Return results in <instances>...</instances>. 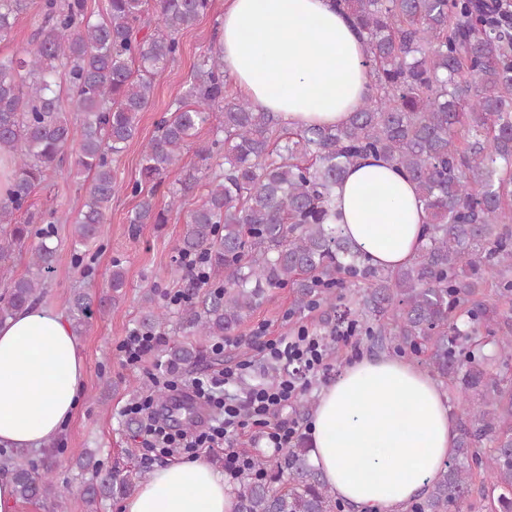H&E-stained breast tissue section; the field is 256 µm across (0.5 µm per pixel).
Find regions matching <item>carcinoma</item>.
<instances>
[{
	"label": "carcinoma",
	"instance_id": "carcinoma-1",
	"mask_svg": "<svg viewBox=\"0 0 512 512\" xmlns=\"http://www.w3.org/2000/svg\"><path fill=\"white\" fill-rule=\"evenodd\" d=\"M34 4L39 24L29 47L0 57V158L12 163L0 192V266L22 246L29 225L51 223L29 200L70 149L75 165L92 173L74 224L83 262L79 247L102 234L119 190L111 157L134 139L156 77L179 57V33L211 8V0H108L106 15L94 21L87 0H0V38ZM335 4L365 38L374 77L345 124L287 130L229 90L219 47L204 52L169 104L170 115L143 148L140 179L130 187L140 200L128 222L164 224L183 194L203 186L177 250L182 260L205 259L208 284L179 265V302L163 303L148 289L134 331L161 338L179 325L195 340L162 345L157 365L199 366L207 342L238 330L269 289L290 286L294 308L326 305L356 334L423 359L460 395L455 454L405 512H512V380L490 376L493 361H512V35L493 26L487 0ZM145 28L151 32L138 38ZM64 93L75 104L73 117L63 111ZM217 111L212 140L196 149L200 175L167 187L168 202L159 207L155 190ZM363 155L394 163L416 184L428 214L419 253L394 270L370 265L338 225L326 223L336 185ZM218 156L224 162L216 170ZM22 210L24 224L17 221ZM55 255L47 243L38 246L28 275L0 294V323L40 301ZM486 276L496 281L495 303L476 299ZM359 282L367 291L350 319L336 301ZM91 306L87 293L73 292L75 333ZM308 453L299 440L275 463L254 457L238 476L236 512H343ZM29 455L26 448L0 450V477L10 478L16 498L47 501L57 490L52 471L36 473ZM78 468L92 501L127 498L148 474L103 477L92 453Z\"/></svg>",
	"mask_w": 512,
	"mask_h": 512
}]
</instances>
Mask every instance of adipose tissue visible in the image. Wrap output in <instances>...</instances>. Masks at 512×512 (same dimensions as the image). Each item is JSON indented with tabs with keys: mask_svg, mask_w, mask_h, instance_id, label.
Returning a JSON list of instances; mask_svg holds the SVG:
<instances>
[{
	"mask_svg": "<svg viewBox=\"0 0 512 512\" xmlns=\"http://www.w3.org/2000/svg\"><path fill=\"white\" fill-rule=\"evenodd\" d=\"M224 71L240 94L291 129L345 122L371 81L364 44L333 0H224ZM329 223L394 269L420 247L427 215L415 183L393 163L348 165ZM83 386L79 340L60 308L29 307L0 323V443L55 439ZM457 435L441 386L412 363L362 358L324 387L310 460L358 512H401L434 481ZM235 490L204 458L156 468L124 512H235Z\"/></svg>",
	"mask_w": 512,
	"mask_h": 512,
	"instance_id": "obj_1",
	"label": "adipose tissue"
}]
</instances>
